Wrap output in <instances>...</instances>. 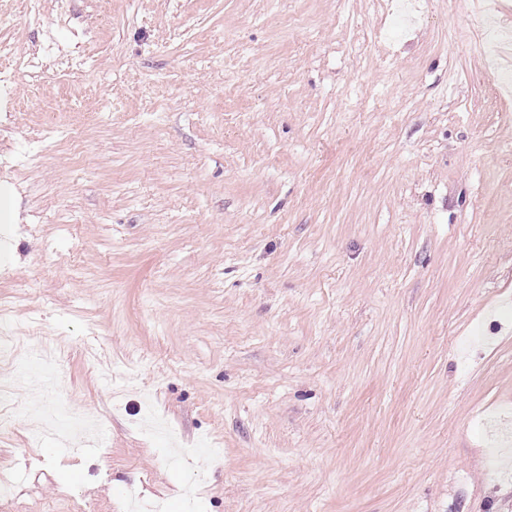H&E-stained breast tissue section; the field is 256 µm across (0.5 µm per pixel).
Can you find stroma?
<instances>
[{
	"mask_svg": "<svg viewBox=\"0 0 512 512\" xmlns=\"http://www.w3.org/2000/svg\"><path fill=\"white\" fill-rule=\"evenodd\" d=\"M421 2L0 0V512H512V0Z\"/></svg>",
	"mask_w": 512,
	"mask_h": 512,
	"instance_id": "35a3bbf8",
	"label": "stroma"
}]
</instances>
